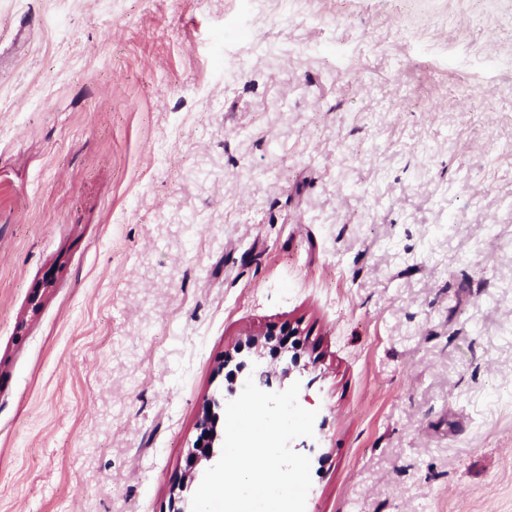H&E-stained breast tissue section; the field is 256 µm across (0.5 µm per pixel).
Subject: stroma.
<instances>
[{
	"label": "stroma",
	"instance_id": "stroma-1",
	"mask_svg": "<svg viewBox=\"0 0 512 512\" xmlns=\"http://www.w3.org/2000/svg\"><path fill=\"white\" fill-rule=\"evenodd\" d=\"M290 327L306 512H512V0H0V512H171ZM215 408L220 409L221 403L216 398H212L207 403L204 413L199 420V433L189 455L192 468H195L202 460L209 461L214 456L215 444L219 438L217 431L219 414L215 411ZM208 409H211V412H208ZM198 443H201V446H198Z\"/></svg>",
	"mask_w": 512,
	"mask_h": 512
}]
</instances>
